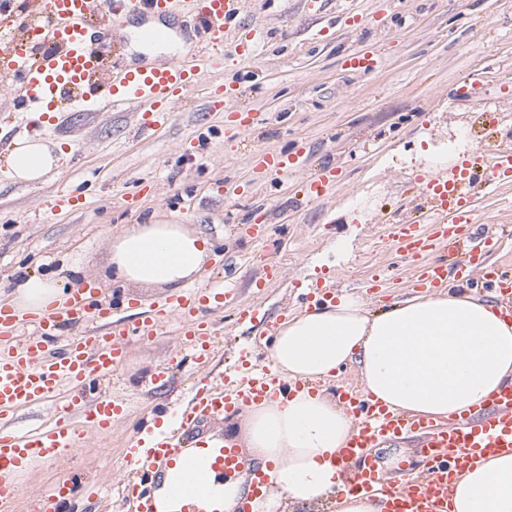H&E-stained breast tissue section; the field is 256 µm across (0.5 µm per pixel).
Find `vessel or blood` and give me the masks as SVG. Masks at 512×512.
<instances>
[{
	"label": "vessel or blood",
	"mask_w": 512,
	"mask_h": 512,
	"mask_svg": "<svg viewBox=\"0 0 512 512\" xmlns=\"http://www.w3.org/2000/svg\"><path fill=\"white\" fill-rule=\"evenodd\" d=\"M179 0H33V13L46 16L50 26L41 32L47 50L28 56L14 41L0 43V72L19 80L24 96L16 109L29 115L33 130L54 124L59 105L83 111L100 104L136 107L142 131L157 130L171 121L179 105L196 87L205 69H222L223 49H231L244 69L258 68L265 32L236 26L245 0H180L185 13L199 28L187 38L176 58L165 63L117 64L106 49L122 39L121 24L130 16L151 19L143 32L145 44L169 40L165 21ZM382 48H352L345 61L358 76L372 74L380 65ZM240 90L234 84L210 87V107L235 116L225 133L247 138L263 121L265 112L242 110L236 102ZM270 173L284 176L302 163L301 157H285L262 150L251 157ZM336 170L317 171L305 184L307 196L324 200L338 185ZM512 184V151L477 147L448 169L431 171L416 179L417 195L425 209L418 218L392 223L389 237L400 256L422 260L417 288L430 292L447 287L449 275H464L502 298V311L512 322V275L486 266L483 256L498 246L492 235L471 237L469 230L479 215L469 189ZM213 288L194 287L165 298L156 315L141 320L114 317L101 304L91 282L72 290L66 307L40 314L23 313L0 302V512H9L12 491L6 478L26 469L35 459L78 445L72 416L98 434L111 431L124 404L111 395L87 399L89 386L111 376L133 344L157 336L163 316L178 319L183 347L197 363L214 353V323L202 310L217 298ZM73 337L56 354H45L47 342L61 329ZM292 383L273 365L252 364L232 380L215 384L196 395L193 406L178 414L164 431L145 429L122 450L133 471L171 470L167 506L157 510L155 487L146 478L129 482L124 491L135 499L137 512H224V495L208 481L211 474L236 475L246 468V457L235 442L209 443L197 436L201 418H216L243 411L268 398L290 396ZM70 396L57 408L52 424L35 435L15 431L4 423L6 413L43 403L62 390ZM343 409L354 418L351 438L338 455L350 472L349 491L379 497L382 512H451L453 484L465 467L481 457L512 452V382L490 394L467 416L437 423L391 411L373 402L359 384L347 381L336 388ZM414 438L412 454L394 475H383L373 453L380 442Z\"/></svg>",
	"instance_id": "obj_1"
}]
</instances>
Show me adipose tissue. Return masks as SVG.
<instances>
[{"label":"adipose tissue","mask_w":512,"mask_h":512,"mask_svg":"<svg viewBox=\"0 0 512 512\" xmlns=\"http://www.w3.org/2000/svg\"><path fill=\"white\" fill-rule=\"evenodd\" d=\"M64 153L42 137L16 139L7 172L36 184L56 171ZM208 237L184 224H135L114 237L109 266L116 279L145 287L180 288L209 257ZM71 296L63 280L31 273L12 292L16 309L41 313ZM273 365L305 387L248 407L240 424L247 453L269 482L259 512L281 504L309 506L331 500L335 512H381L372 497L343 487L338 451L353 419L329 390L343 366L355 365L375 400L432 420L462 418L512 380V324L496 303L475 297L465 282L449 280L435 294H420L368 314L355 296L291 317L269 349ZM322 382L317 392L307 385ZM453 512H512V453L475 462L455 485Z\"/></svg>","instance_id":"1"}]
</instances>
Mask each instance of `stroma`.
Returning <instances> with one entry per match:
<instances>
[{"label":"stroma","instance_id":"35a3bbf8","mask_svg":"<svg viewBox=\"0 0 512 512\" xmlns=\"http://www.w3.org/2000/svg\"><path fill=\"white\" fill-rule=\"evenodd\" d=\"M382 22L349 32L334 13L310 11L305 0H260L240 22L270 27L262 74L246 73L227 58L205 83L240 84L246 110L275 113L244 142L224 137V115L211 111L197 90L172 123L155 133L138 128L133 107L95 112L61 108L45 137L67 159L44 182L12 181L3 162L8 145L26 135L15 112L17 87L0 81V297L21 273L37 272L96 284L103 304L129 318L152 313L170 291L126 287L107 279L108 242L133 224H186L213 243L197 282L232 289L251 304L236 320L221 304L214 358L197 366L181 350L176 322L156 340L131 346L123 365L104 383L123 398L127 413L108 435L83 433L80 447L34 462L13 480L14 512H35L61 474L92 481L53 512H136L117 487L129 479L121 450L159 406L189 405L196 393L231 375L245 354L267 360L265 330L286 306L298 307L304 285L333 284L359 296L377 313L414 292L409 263L399 261L386 219L414 216V179L426 160L448 168L485 143L512 147V0H361ZM378 43L377 71L358 77L343 67L355 43ZM482 85L471 98L455 90L473 73ZM303 153L307 165L285 177L253 167L252 152ZM336 168L339 184L319 202L306 201L302 184L315 170ZM152 181L140 192V180ZM82 188V207L58 210L57 195ZM141 200H134V193ZM278 261V280L263 283L264 266ZM382 274L383 286L366 284ZM170 367L167 386L153 382Z\"/></svg>","mask_w":512,"mask_h":512}]
</instances>
